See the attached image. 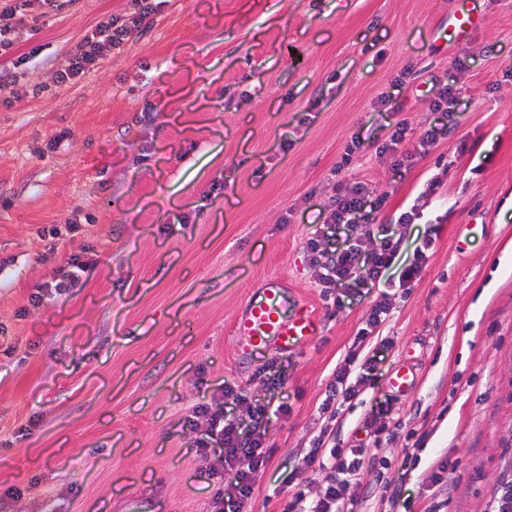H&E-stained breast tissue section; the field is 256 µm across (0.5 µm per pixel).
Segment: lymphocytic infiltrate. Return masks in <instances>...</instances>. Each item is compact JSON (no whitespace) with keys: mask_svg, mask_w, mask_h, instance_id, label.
I'll return each instance as SVG.
<instances>
[{"mask_svg":"<svg viewBox=\"0 0 512 512\" xmlns=\"http://www.w3.org/2000/svg\"><path fill=\"white\" fill-rule=\"evenodd\" d=\"M75 0H0V105L14 107L23 102L28 92L19 86L18 69L38 62L42 48L33 39L39 31L36 11L48 8L60 10L73 5ZM166 0H128L122 12L109 15L88 30L68 54V64L58 70L53 82L56 87L68 88L77 84L87 73L98 70L103 60L112 51L122 50L136 35L151 29L155 15L161 11ZM27 44L28 50L17 53L19 44ZM368 202L361 184H338L336 193L327 208V221L331 224L352 223L355 215ZM382 207L383 199L372 202ZM418 207L400 214L396 223L366 227L361 238L355 239L347 248L323 247L320 234H313L306 249L311 265L318 272V282L324 292H332L338 282L355 276L364 270L365 281L376 284L399 250L402 230L420 219ZM89 249L69 253L53 268L48 280L34 286L28 296L30 307H38L45 300L65 295L78 285L80 277L91 264ZM237 418H225L221 401L195 406L188 423L192 428H204L205 438L196 443L201 458L210 455L211 443L221 444L223 454L212 472L223 475L234 474L230 490L216 488L209 502L208 512H247L251 502L256 477L267 463L263 450V435L259 430L267 414L266 407L253 403L246 390L235 396ZM331 431L322 428L314 440V449L306 459L307 468L321 472L325 486L320 494L306 497L294 492L283 512H354V505L346 499L349 485L358 481L362 468L361 445L347 451L336 450L330 444Z\"/></svg>","mask_w":512,"mask_h":512,"instance_id":"f902f5d3","label":"lymphocytic infiltrate"}]
</instances>
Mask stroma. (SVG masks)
I'll use <instances>...</instances> for the list:
<instances>
[{
  "label": "stroma",
  "mask_w": 512,
  "mask_h": 512,
  "mask_svg": "<svg viewBox=\"0 0 512 512\" xmlns=\"http://www.w3.org/2000/svg\"><path fill=\"white\" fill-rule=\"evenodd\" d=\"M126 0H77L39 21L45 61L20 71L34 97L0 107V491L11 512H207L210 466L186 420L229 388L268 406V461L252 512L287 488L318 493L304 456L318 407L380 296L390 314L364 350L373 369L339 408L336 445L370 421L378 442L349 494L358 512H489L512 465V0H478L482 25L449 41L454 0H167L150 31L60 89L69 50ZM412 78L399 82L404 70ZM459 91L457 129L430 109ZM414 157L377 158L398 123ZM72 136L51 151L59 130ZM427 148H420V141ZM361 153L348 167V143ZM434 194L425 189L433 178ZM381 209L340 227L411 225L369 283L318 287L306 242L337 182ZM85 222L96 250L82 285L28 308L55 259L41 228ZM420 275L399 281L428 228ZM313 310L317 336L237 361L232 328L268 277ZM412 362L407 393L385 381ZM281 377L269 386V375Z\"/></svg>",
  "instance_id": "1"
}]
</instances>
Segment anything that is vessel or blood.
Returning <instances> with one entry per match:
<instances>
[{
    "mask_svg": "<svg viewBox=\"0 0 512 512\" xmlns=\"http://www.w3.org/2000/svg\"><path fill=\"white\" fill-rule=\"evenodd\" d=\"M454 18L450 37L457 42L466 39L481 23L477 16L460 10ZM286 303V290L276 277L267 279L261 291L249 296L244 313L233 325L240 363H247L259 348L275 345L288 351L314 339L318 326L310 307L296 303L292 314L287 315L283 312Z\"/></svg>",
    "mask_w": 512,
    "mask_h": 512,
    "instance_id": "obj_1",
    "label": "vessel or blood"
}]
</instances>
